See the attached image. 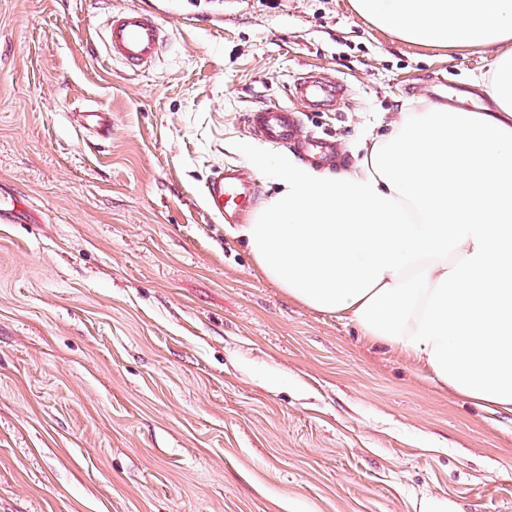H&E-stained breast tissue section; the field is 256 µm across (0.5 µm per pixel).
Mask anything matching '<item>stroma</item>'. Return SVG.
I'll return each instance as SVG.
<instances>
[{"label":"stroma","mask_w":512,"mask_h":512,"mask_svg":"<svg viewBox=\"0 0 512 512\" xmlns=\"http://www.w3.org/2000/svg\"><path fill=\"white\" fill-rule=\"evenodd\" d=\"M171 27L139 73L102 24ZM480 50L423 47L353 0H0V512H512V418L441 390L350 321L288 299L204 187H275L247 111L300 110L350 170L400 104L489 107ZM112 114L102 138L89 108ZM289 90L292 95L300 98L311 112L322 110L325 106L336 103L341 94L338 84L322 81L312 73L299 78L294 84V88L290 87Z\"/></svg>","instance_id":"35a3bbf8"}]
</instances>
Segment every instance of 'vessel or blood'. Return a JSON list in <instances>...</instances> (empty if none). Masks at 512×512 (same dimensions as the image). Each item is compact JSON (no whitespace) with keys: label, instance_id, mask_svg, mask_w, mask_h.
<instances>
[{"label":"vessel or blood","instance_id":"obj_1","mask_svg":"<svg viewBox=\"0 0 512 512\" xmlns=\"http://www.w3.org/2000/svg\"><path fill=\"white\" fill-rule=\"evenodd\" d=\"M165 29L155 12L144 9L122 10L113 14L107 24V49L112 59L129 69L151 66L158 56ZM309 111L316 112L336 102L341 94L338 84L320 80L312 73L299 78L291 90ZM245 121L250 134L275 144L296 141L301 119L297 112L285 107H267L247 113ZM308 162L317 163L336 154L334 142L317 138L300 145ZM256 193L255 183L240 178L235 171H216L206 185L210 209L224 219H232L237 209L250 202Z\"/></svg>","mask_w":512,"mask_h":512}]
</instances>
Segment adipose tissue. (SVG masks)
Returning a JSON list of instances; mask_svg holds the SVG:
<instances>
[{
  "label": "adipose tissue",
  "instance_id": "1",
  "mask_svg": "<svg viewBox=\"0 0 512 512\" xmlns=\"http://www.w3.org/2000/svg\"><path fill=\"white\" fill-rule=\"evenodd\" d=\"M422 46L483 49L492 112L393 113L343 174L254 156L277 190L233 231L289 297L512 416V0H353Z\"/></svg>",
  "mask_w": 512,
  "mask_h": 512
}]
</instances>
